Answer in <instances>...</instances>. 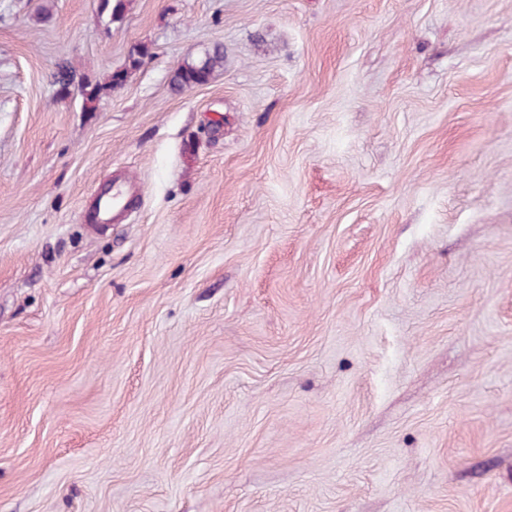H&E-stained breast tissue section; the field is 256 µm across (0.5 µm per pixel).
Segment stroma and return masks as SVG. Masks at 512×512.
Here are the masks:
<instances>
[{"instance_id": "obj_1", "label": "stroma", "mask_w": 512, "mask_h": 512, "mask_svg": "<svg viewBox=\"0 0 512 512\" xmlns=\"http://www.w3.org/2000/svg\"><path fill=\"white\" fill-rule=\"evenodd\" d=\"M0 512H512V0H0ZM224 64V51L216 46L198 62L181 65L173 75V84L178 89L192 88L206 84L216 68ZM141 188L134 182H125L119 185H112L109 191L102 192L96 206L89 211V221L87 224L102 226L116 222L117 210L126 204V198L129 200L140 195Z\"/></svg>"}]
</instances>
